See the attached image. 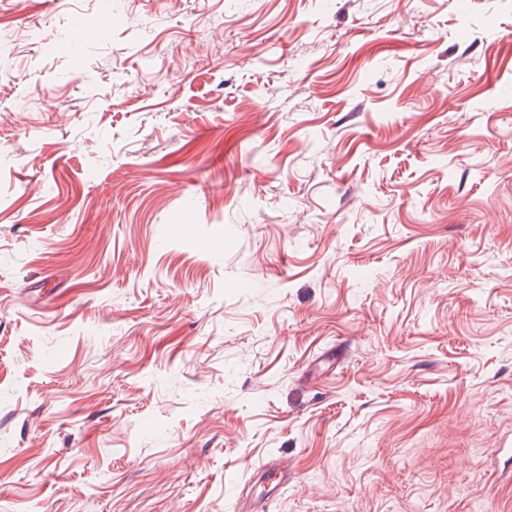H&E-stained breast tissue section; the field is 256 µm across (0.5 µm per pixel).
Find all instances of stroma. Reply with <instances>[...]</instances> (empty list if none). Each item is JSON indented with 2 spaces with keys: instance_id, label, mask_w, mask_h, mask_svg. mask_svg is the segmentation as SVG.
<instances>
[{
  "instance_id": "obj_1",
  "label": "stroma",
  "mask_w": 512,
  "mask_h": 512,
  "mask_svg": "<svg viewBox=\"0 0 512 512\" xmlns=\"http://www.w3.org/2000/svg\"><path fill=\"white\" fill-rule=\"evenodd\" d=\"M506 442L512 0H0V512H512Z\"/></svg>"
}]
</instances>
